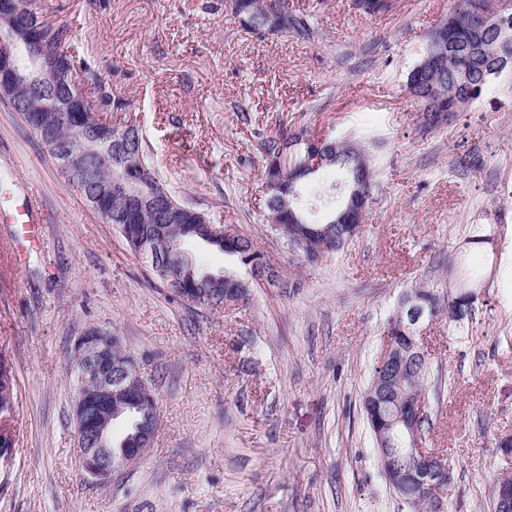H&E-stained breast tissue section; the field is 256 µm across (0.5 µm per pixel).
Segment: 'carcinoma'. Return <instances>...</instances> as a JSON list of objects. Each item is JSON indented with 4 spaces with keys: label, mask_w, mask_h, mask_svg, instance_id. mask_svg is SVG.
<instances>
[{
    "label": "carcinoma",
    "mask_w": 512,
    "mask_h": 512,
    "mask_svg": "<svg viewBox=\"0 0 512 512\" xmlns=\"http://www.w3.org/2000/svg\"><path fill=\"white\" fill-rule=\"evenodd\" d=\"M22 18L35 22L40 30L43 59L56 71V81H30L33 71L32 50L22 41L14 40L8 25L0 26V48L13 52L20 75L7 93L0 92V101L22 116L35 132L49 154L64 148L75 163L64 169L69 185L78 189L126 240L130 249L151 261V268L173 295L200 306H216L225 302L228 288L237 276L230 272L203 270L194 260L182 257L185 246L192 243L215 248L249 267L256 277L274 275L273 267L255 246L252 239L241 234L226 238L213 231L216 220L200 208V203L175 194L154 167L150 150L137 120L128 117L112 125L102 123L100 113L124 109L127 104L112 96V88L102 74L91 69L72 53L76 30L67 21L52 22L43 7L45 0H23ZM353 6L367 16L387 14L393 0H353ZM224 11L234 17L241 29L258 37L302 38L313 40L318 35L317 18L309 9L296 8L288 0H224ZM491 0H457L448 19L427 36L425 46L446 54V69L438 73L420 59L410 72L406 90L423 112V129L431 134L446 124L448 115L461 111L478 98L496 77L499 69V44L489 31ZM82 79L93 85L97 108L85 112H68L62 107L71 79ZM317 140L300 127L294 132H272L261 138L260 147L265 164L261 177L266 192L265 221L281 234L284 246L291 252L317 260L319 256L306 249L304 239L330 232L322 254L342 251L358 236L361 228L336 223L345 209L352 185L349 170L358 168L366 175L364 191L374 188L375 156L361 142L342 138L327 140L335 144L333 160L311 170L304 161L315 149ZM324 169L337 174L335 192L325 195L312 189L309 181ZM438 314L448 315L459 323L469 314L472 303L445 297L429 289ZM411 304L402 298L399 308L387 326L411 324ZM398 356L413 362L411 372L377 361L363 396L365 423L379 448H401L402 465L414 461L407 451L412 439L402 425L391 428L388 421L400 410L419 408L430 377V361L419 355L420 339L412 331L391 335ZM112 359L119 364L137 361L116 336L112 342ZM115 418L128 423L126 433L112 438L114 448L137 447V425L143 412L126 408ZM425 489L397 492L398 498L414 512H441L443 501L438 493Z\"/></svg>",
    "instance_id": "1"
}]
</instances>
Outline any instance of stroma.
Here are the masks:
<instances>
[{"label": "stroma", "instance_id": "1", "mask_svg": "<svg viewBox=\"0 0 512 512\" xmlns=\"http://www.w3.org/2000/svg\"><path fill=\"white\" fill-rule=\"evenodd\" d=\"M291 2L314 10L318 40L256 38L224 0H49L130 103L170 188L252 238L283 281L224 307L173 297L0 104V207L32 194L42 227L14 264L15 228L0 223V353L17 395L0 512H402L362 395L401 296L455 290L466 264L483 273L471 318L420 324L447 383L427 395V445L449 458L444 512H492L512 473L496 446L512 436V68L426 134L406 79L453 0H395L376 17L352 0ZM282 124L382 140L362 233L315 263L264 220L258 135ZM93 326L137 355L160 413L146 457L105 487L78 463L67 372Z\"/></svg>", "mask_w": 512, "mask_h": 512}]
</instances>
